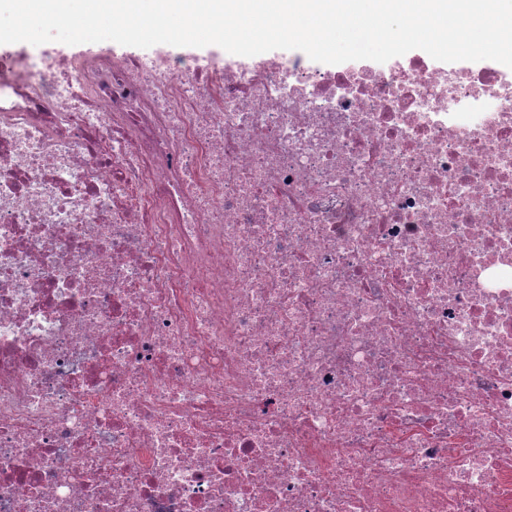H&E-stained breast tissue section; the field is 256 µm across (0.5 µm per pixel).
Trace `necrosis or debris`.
Wrapping results in <instances>:
<instances>
[{
    "label": "necrosis or debris",
    "mask_w": 512,
    "mask_h": 512,
    "mask_svg": "<svg viewBox=\"0 0 512 512\" xmlns=\"http://www.w3.org/2000/svg\"><path fill=\"white\" fill-rule=\"evenodd\" d=\"M0 512H512V69L0 59Z\"/></svg>",
    "instance_id": "necrosis-or-debris-1"
}]
</instances>
